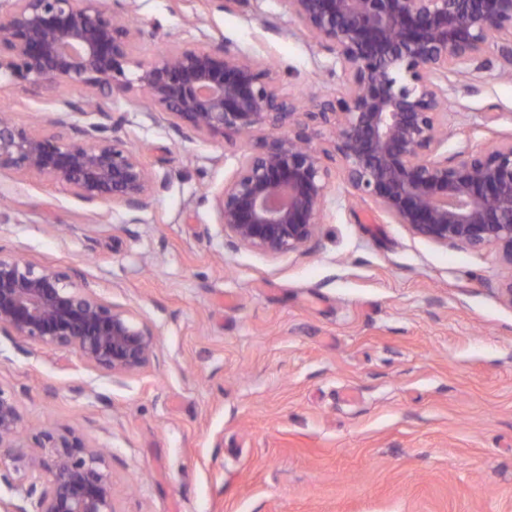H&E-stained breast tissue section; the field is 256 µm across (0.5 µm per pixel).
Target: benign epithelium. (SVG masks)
Here are the masks:
<instances>
[{
	"label": "benign epithelium",
	"mask_w": 512,
	"mask_h": 512,
	"mask_svg": "<svg viewBox=\"0 0 512 512\" xmlns=\"http://www.w3.org/2000/svg\"><path fill=\"white\" fill-rule=\"evenodd\" d=\"M0 12V82L73 91L39 132L0 115V176L63 184L90 207L147 209L158 180L122 120L96 95L126 98L170 117L177 134L263 137L242 149L215 207L225 234L267 255L314 244L340 164L352 196L370 200L413 235L471 252L498 251L509 274L497 288L512 308V138L477 152L448 142V77L485 68L494 50L512 77V0H279L296 27L334 55L342 91L309 102L280 90L277 70L222 39L135 56L146 31L119 0H10ZM89 116L81 124L76 116ZM327 146H322V143ZM76 271L0 253V335L75 352L119 380L146 367L155 331L76 282ZM20 414L0 389V483L15 463L29 483L0 512H116L101 455L76 433H37L22 454Z\"/></svg>",
	"instance_id": "7a95c632"
}]
</instances>
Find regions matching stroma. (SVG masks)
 <instances>
[{
  "instance_id": "1",
  "label": "stroma",
  "mask_w": 512,
  "mask_h": 512,
  "mask_svg": "<svg viewBox=\"0 0 512 512\" xmlns=\"http://www.w3.org/2000/svg\"><path fill=\"white\" fill-rule=\"evenodd\" d=\"M140 58L224 39L277 67L281 90H340L334 57L281 0H131ZM498 66L448 79V152L512 134ZM57 93L0 88L26 126ZM163 184L130 218L61 184L0 180V250L78 271L155 331L151 364L123 384L75 353L0 335V389L28 451L49 425L106 449L116 512H512V307L495 251L414 236L331 183L314 250L232 243L214 198L239 146L181 137L165 117L107 100Z\"/></svg>"
}]
</instances>
